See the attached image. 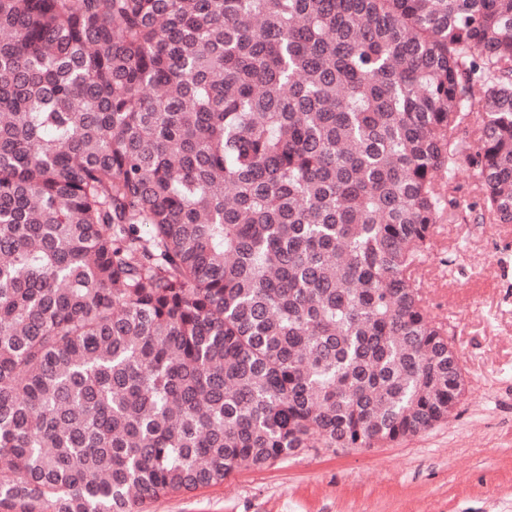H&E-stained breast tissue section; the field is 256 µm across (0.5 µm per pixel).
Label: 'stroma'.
<instances>
[{"label":"stroma","mask_w":512,"mask_h":512,"mask_svg":"<svg viewBox=\"0 0 512 512\" xmlns=\"http://www.w3.org/2000/svg\"><path fill=\"white\" fill-rule=\"evenodd\" d=\"M455 223L438 225L423 295L448 325L467 393L448 422L377 448H317L146 512H512V224H485L457 171Z\"/></svg>","instance_id":"35a3bbf8"}]
</instances>
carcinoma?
<instances>
[{"label":"carcinoma","mask_w":512,"mask_h":512,"mask_svg":"<svg viewBox=\"0 0 512 512\" xmlns=\"http://www.w3.org/2000/svg\"><path fill=\"white\" fill-rule=\"evenodd\" d=\"M1 36V508L448 421L417 272L459 166L512 224V0H0Z\"/></svg>","instance_id":"carcinoma-1"}]
</instances>
